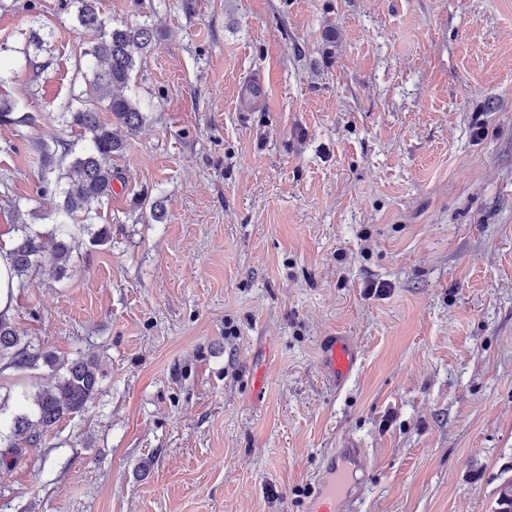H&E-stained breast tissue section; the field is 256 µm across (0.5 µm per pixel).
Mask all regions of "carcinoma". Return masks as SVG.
I'll return each mask as SVG.
<instances>
[{
    "mask_svg": "<svg viewBox=\"0 0 512 512\" xmlns=\"http://www.w3.org/2000/svg\"><path fill=\"white\" fill-rule=\"evenodd\" d=\"M80 3L77 21L89 36L88 47L81 52L93 78L85 88L73 95L62 112L66 125L88 137L89 145L77 154L65 173L57 178L55 188L63 194L62 211L65 220L57 225L51 237L53 261L51 275L62 279L68 275L73 253L71 222L84 223L97 213L94 205L112 196L114 181L120 179L112 166V157L125 148V140L118 127L129 131L138 129L144 116L136 99L122 94L137 66L134 51L143 54L154 49L156 42L153 26L142 23L107 27L100 16L95 0H77ZM106 102V111L112 119L100 116L99 108L90 103ZM17 103L0 99V124H18L26 118L14 117ZM17 238L11 249L14 275L19 284L42 268L40 258L45 250L44 238L28 224L16 226ZM17 368H33L41 364L57 375L53 388L42 389L23 400L32 401L33 408L18 411L11 418L10 433L0 434V457L17 462L30 448L42 443L45 434L61 420L85 410L87 403L98 391L103 371L94 358L81 353L61 359L31 339L22 340L20 332L9 319L0 316V362Z\"/></svg>",
    "mask_w": 512,
    "mask_h": 512,
    "instance_id": "carcinoma-1",
    "label": "carcinoma"
}]
</instances>
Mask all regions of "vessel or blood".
<instances>
[{"instance_id":"1","label":"vessel or blood","mask_w":512,"mask_h":512,"mask_svg":"<svg viewBox=\"0 0 512 512\" xmlns=\"http://www.w3.org/2000/svg\"><path fill=\"white\" fill-rule=\"evenodd\" d=\"M322 366L336 385H344L353 375L358 351L346 336H330L321 344ZM369 461L365 449L349 444L328 449L321 468L311 482L305 512H351L367 473Z\"/></svg>"}]
</instances>
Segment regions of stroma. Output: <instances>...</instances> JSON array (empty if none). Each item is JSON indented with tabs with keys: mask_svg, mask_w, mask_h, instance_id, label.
I'll use <instances>...</instances> for the list:
<instances>
[{
	"mask_svg": "<svg viewBox=\"0 0 512 512\" xmlns=\"http://www.w3.org/2000/svg\"><path fill=\"white\" fill-rule=\"evenodd\" d=\"M153 24L122 197L12 321L96 358L87 409L0 467V512H301L360 440L356 512H497L512 482V0H98ZM76 5L0 0V246L52 230ZM51 30L43 50L30 41ZM49 166H41L44 152ZM160 200L161 219L149 202ZM350 337L343 387L324 337ZM264 390L251 398L256 371ZM322 366L336 386L344 385L353 375L358 351L347 336H328L321 343Z\"/></svg>",
	"mask_w": 512,
	"mask_h": 512,
	"instance_id": "stroma-1",
	"label": "stroma"
}]
</instances>
